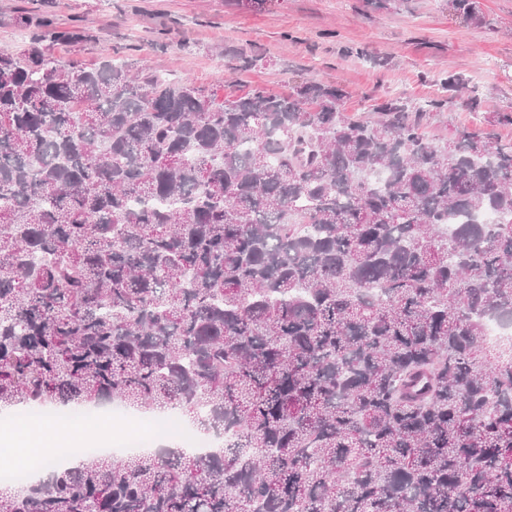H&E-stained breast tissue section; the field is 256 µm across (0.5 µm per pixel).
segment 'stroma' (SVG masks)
<instances>
[{"instance_id": "obj_1", "label": "stroma", "mask_w": 512, "mask_h": 512, "mask_svg": "<svg viewBox=\"0 0 512 512\" xmlns=\"http://www.w3.org/2000/svg\"><path fill=\"white\" fill-rule=\"evenodd\" d=\"M476 17L458 16L449 0H0V49L20 51L42 37V20L83 31L81 43L57 42L60 60L90 67L112 56L144 60L171 79L236 96L262 88L285 94L299 83L336 84L344 109L362 114L371 99L445 105L425 126L435 140L458 131L512 139V0H475ZM253 66L236 68L238 58ZM462 92L445 90L449 76ZM479 94L480 111L463 102Z\"/></svg>"}]
</instances>
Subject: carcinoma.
Returning <instances> with one entry per match:
<instances>
[{"label": "carcinoma", "instance_id": "1", "mask_svg": "<svg viewBox=\"0 0 512 512\" xmlns=\"http://www.w3.org/2000/svg\"><path fill=\"white\" fill-rule=\"evenodd\" d=\"M345 97L0 49V410L226 435L1 485L0 512H512V341L486 329L512 321V142Z\"/></svg>", "mask_w": 512, "mask_h": 512}]
</instances>
